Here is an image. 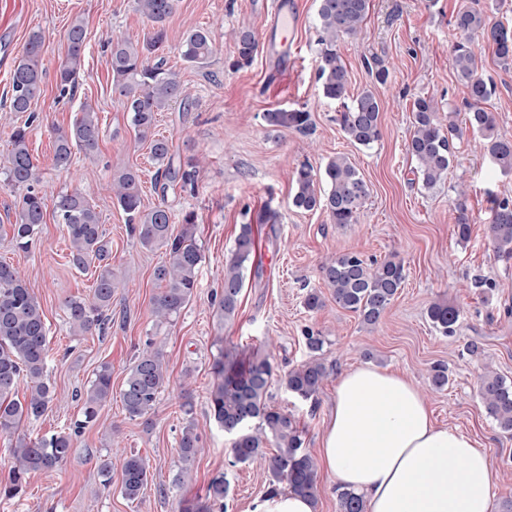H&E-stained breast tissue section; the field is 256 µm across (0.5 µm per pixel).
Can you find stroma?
Wrapping results in <instances>:
<instances>
[{
  "label": "stroma",
  "mask_w": 512,
  "mask_h": 512,
  "mask_svg": "<svg viewBox=\"0 0 512 512\" xmlns=\"http://www.w3.org/2000/svg\"><path fill=\"white\" fill-rule=\"evenodd\" d=\"M275 0H177L166 21L168 67L178 72L194 97L189 106L158 113L156 130L171 144L176 165L200 158L195 193L178 189L159 195L160 168L147 144L139 142L114 90L108 37L143 39L149 25L133 0H0V162L9 150L13 127L31 123L29 149L48 196L81 189L100 216L112 267L122 282L112 299L105 333L77 336L65 303L89 298L93 271L69 263L70 242L54 213H47L37 239L26 252L15 249L11 226L19 188L0 174V262L20 268L37 297L48 329V377L56 398L38 419L19 432L33 440L67 430L81 416L74 394L87 388L101 364L112 367V398L94 424L75 438L59 469L30 475L22 498L0 503V512H180L189 502H204L209 482L227 483L224 512H246L251 501L268 493L273 478L260 464L231 465L232 440L214 421L207 398L215 382L213 363L220 353L259 349L276 378L272 404L288 410L306 427L305 448L314 452L326 425L339 373L371 364L401 371L427 394L438 424L458 429L488 452L495 479L492 510L512 500V437L502 433L478 396V377L492 369L512 381V259L496 257L485 236L489 195L512 197V174L501 173L479 146L480 136L462 128L454 141L447 176L424 189L406 151L412 132L415 96L434 95L441 109L461 106L465 92L452 66L453 23L458 10L479 6L489 22L512 24V0H370L358 39L339 41L337 50L349 72V96L373 90L381 102L380 140L364 148L351 143L335 117L336 102L319 92L316 40L318 0H293L296 24L287 54L260 48L250 65L236 69L233 29L249 27L263 35ZM87 32L84 65L73 96L60 94L57 70L67 54L66 33L74 20ZM207 29L215 51L207 67L184 62L180 45L189 28ZM44 35L42 93L30 112H7L3 105L11 72L32 31ZM476 52L496 92L487 103L499 134L512 137V68L501 66L493 49ZM378 59L390 71L378 83L366 67ZM99 117L100 153L89 160L74 154L70 168L55 163V129L72 126L82 103ZM306 107L313 130L303 135L273 129L263 114L274 108ZM349 158L369 187L355 224L329 223L320 211L291 204L293 176L304 164L323 167L335 156ZM124 167L138 169L145 207L167 203L173 213L197 215L204 245L198 286L179 317L158 324L152 300L159 292L153 271L165 254L143 247L128 230L127 216L106 186ZM466 182L465 200L454 187ZM473 217L471 237L458 242L457 207ZM254 229L256 248L244 265V288L234 318L219 321L214 299L224 286V264L231 257L241 225ZM402 262L406 279L379 325H364L338 306L320 277L319 267L343 253ZM494 289H484V282ZM321 290L325 305L316 313L304 306L310 289ZM459 304L464 315L457 336L439 334L427 318L437 299ZM326 338L321 360L330 377L314 399L301 401L277 381L307 357L304 333ZM164 354L169 383L148 420L126 415L120 392L135 355L147 340ZM481 356L466 350L471 340ZM448 367V384L434 390L431 369ZM194 404L185 415L182 389ZM201 434L204 451L187 477L179 441L187 423ZM136 454L148 464L151 480L143 495L128 501L120 491L122 462ZM112 459V484L103 486L100 458Z\"/></svg>",
  "instance_id": "obj_1"
}]
</instances>
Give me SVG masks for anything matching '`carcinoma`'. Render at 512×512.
Listing matches in <instances>:
<instances>
[{
	"label": "carcinoma",
	"mask_w": 512,
	"mask_h": 512,
	"mask_svg": "<svg viewBox=\"0 0 512 512\" xmlns=\"http://www.w3.org/2000/svg\"><path fill=\"white\" fill-rule=\"evenodd\" d=\"M176 0H134L135 10L148 23L150 30L143 42L118 39L110 43V65L115 91L124 111L130 113L137 139L149 146L151 156L163 162L170 158L171 144L155 137V116L175 104H187L191 94L177 73L164 67L163 60L151 62V55L167 40L166 19L173 13ZM370 0H318L319 36L317 46V80L324 98L341 105L336 121L354 144L369 147L381 138L380 102L370 90L348 99V70L337 50L338 41L355 38L368 14ZM457 37L452 46V64L465 88V125L481 135L483 147L493 164L504 174L512 173V138L497 131L494 113L484 104L495 93L494 82L482 73L475 52V38L482 37L493 45L494 55L504 66L512 65V26L489 25L482 12L464 10L456 14ZM237 59L234 67L250 64L258 52L259 41L249 27L238 28L233 35ZM68 51L58 70L61 91L75 87L85 51L86 30L79 20L67 33ZM44 37L34 31L26 41L18 64L10 77L9 111L27 112L41 94ZM183 60L204 66L214 54L209 33L201 28L190 30L181 44ZM414 131L407 152L417 163L416 173L427 188L448 173L453 151L452 139L459 135L453 120L442 121L439 108L431 96L414 99ZM271 128L292 129L306 133L312 126L311 113L305 108H275L263 114ZM14 128L4 165L6 180L26 188L15 202L16 222L12 240L23 251L33 243L43 224L47 196L36 189L40 183L37 165L28 147L32 122ZM101 131L97 112L83 105L80 117L70 129L55 131V161L66 168L72 163L73 151L86 158L100 152ZM164 183L161 193L171 187L193 193L197 186L196 165L166 167L161 171ZM292 205L305 211H321L332 224H355L368 196L367 184L358 169L342 155L329 160L324 169L303 165L295 173ZM324 182L328 190L317 185ZM110 190L119 207L127 215L130 232L146 248H165L166 259L154 270L161 291L153 298V313L158 322L171 323L180 314L197 288V275L203 261V247L196 236V215L181 213V231L175 235L170 224L173 214L161 203L151 209L142 205L140 180L131 168L112 175ZM58 223L62 224L70 242V263L79 271L94 268L96 275L92 298L70 299L66 309L70 329L76 335L103 332L108 321L112 297L119 282L112 272L111 254L104 240L100 218L89 200L78 190L60 192L53 198ZM458 241L471 237V219L464 204L458 205L456 224ZM487 238L500 257H512V198L491 197ZM255 247L252 226L241 225L232 257L224 265V288L217 306L220 319L235 316L244 284V263ZM321 277L332 291L336 304L358 315L362 323L375 326L398 294L405 281L403 264L391 259L366 261L354 253L331 258L320 267ZM427 315L433 327L444 336L457 333L462 317L460 306L447 300L433 301ZM312 356L289 369L282 385L293 397L307 401L321 389L329 376L327 367L315 354L323 350L325 337L307 332L304 336ZM48 336L41 306L21 273L8 264H0V434L15 438L10 448L11 466L7 479L0 483V499L23 496L27 479L33 472L52 470L64 463L72 450L73 437L96 421L100 409L112 396V367L103 364L89 387L79 394L82 418L73 422L69 432L44 436L36 441L18 434L22 422L41 417L54 399L47 379ZM216 382L209 394V410L216 423L232 436V465L255 461L288 489L313 497L317 492V469L303 448L304 430L295 416L268 403L272 366L265 356L253 353L240 360L220 354L213 364ZM28 385V394L20 401L13 397L19 381ZM169 382L161 348L149 342L135 357L121 391L124 410L131 419L143 418L154 409ZM478 392L487 414L498 428L512 435V382L503 376L483 371L478 379ZM276 448L269 456L267 446ZM184 463L177 480L188 473L190 464L203 451L195 428H184L179 441ZM150 480L145 461L131 454L124 458L121 469L122 495L135 501ZM227 494L224 477L213 478L206 490V505H190L183 512H208L209 505L221 504ZM339 512H364L361 497L347 490L337 491Z\"/></svg>",
	"instance_id": "obj_1"
}]
</instances>
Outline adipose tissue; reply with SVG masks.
I'll use <instances>...</instances> for the list:
<instances>
[{
    "mask_svg": "<svg viewBox=\"0 0 512 512\" xmlns=\"http://www.w3.org/2000/svg\"><path fill=\"white\" fill-rule=\"evenodd\" d=\"M319 465L367 512H492L487 452L436 424L423 390L395 370L362 365L339 374Z\"/></svg>",
    "mask_w": 512,
    "mask_h": 512,
    "instance_id": "adipose-tissue-1",
    "label": "adipose tissue"
}]
</instances>
